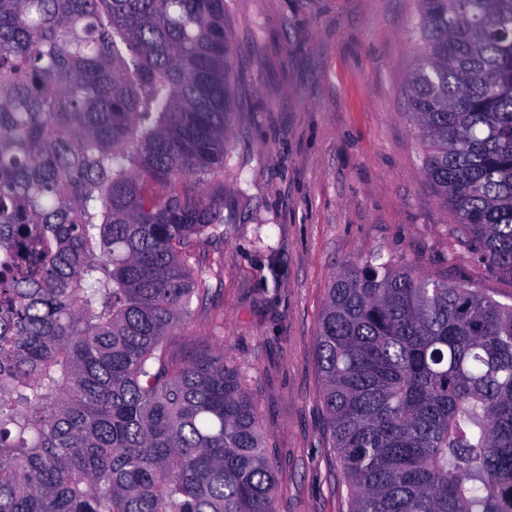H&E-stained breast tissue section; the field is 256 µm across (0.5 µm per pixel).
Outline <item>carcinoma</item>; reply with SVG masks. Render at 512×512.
I'll return each mask as SVG.
<instances>
[{"mask_svg": "<svg viewBox=\"0 0 512 512\" xmlns=\"http://www.w3.org/2000/svg\"><path fill=\"white\" fill-rule=\"evenodd\" d=\"M419 2L423 174L512 282V0ZM226 14L0 0V512H276L239 369L169 344L224 241ZM316 339L348 512H512V304L376 254Z\"/></svg>", "mask_w": 512, "mask_h": 512, "instance_id": "carcinoma-1", "label": "carcinoma"}]
</instances>
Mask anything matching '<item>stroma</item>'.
Segmentation results:
<instances>
[{
    "instance_id": "obj_1",
    "label": "stroma",
    "mask_w": 512,
    "mask_h": 512,
    "mask_svg": "<svg viewBox=\"0 0 512 512\" xmlns=\"http://www.w3.org/2000/svg\"><path fill=\"white\" fill-rule=\"evenodd\" d=\"M418 0H229L236 94L224 158L216 298L187 355L223 346L277 461V512H345L321 402L316 334L335 274L380 253L504 303L512 282L455 245L423 176L408 80Z\"/></svg>"
}]
</instances>
